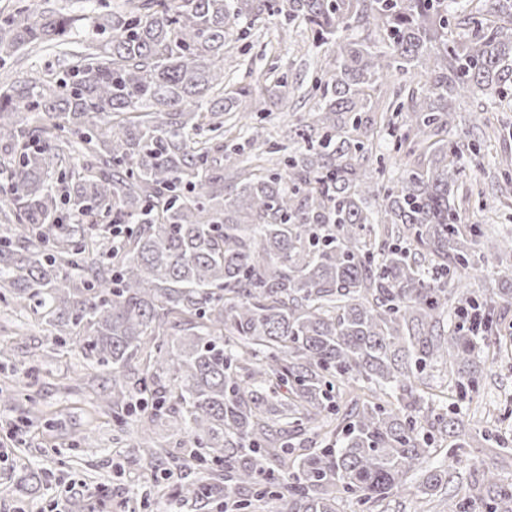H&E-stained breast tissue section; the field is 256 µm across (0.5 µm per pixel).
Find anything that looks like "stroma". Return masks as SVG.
Wrapping results in <instances>:
<instances>
[{
  "instance_id": "35a3bbf8",
  "label": "stroma",
  "mask_w": 512,
  "mask_h": 512,
  "mask_svg": "<svg viewBox=\"0 0 512 512\" xmlns=\"http://www.w3.org/2000/svg\"><path fill=\"white\" fill-rule=\"evenodd\" d=\"M80 47L69 43L63 48L31 51L21 55L10 70L12 78H28L45 72H62L73 62ZM328 45L316 40L309 28L289 22L287 16L256 23L250 33L231 43L224 52V68L231 84L255 86L271 68L287 70L290 81L306 84L320 59L328 56ZM310 104L285 106L268 104L261 116L252 120L271 142H279L288 126L299 115L309 112ZM512 152V138L483 141L480 164H468V185L481 189L483 197H471L461 210L463 223L483 220L484 208L495 209V225L512 228V207L500 206L490 177L498 157ZM15 322L0 313V342L8 350L0 357V387L19 385L24 393L11 411L0 414V438L15 444V456L47 469L46 484L33 498V512H47L52 502L70 503L84 496L89 483L102 484L105 498L114 503L146 489L139 464L128 455V445L116 439L111 415L94 402L91 387L78 378L81 359L77 353L43 361L49 344L42 326L28 323L24 335H14ZM506 356L487 366L481 385L491 415L476 413L468 401L446 394L447 377L432 379L435 405L442 414L462 421L474 433H493L512 443V328L502 327ZM494 464L501 479L512 482V455H500L489 448H471L464 462L448 465L445 448L428 460V467L448 469V489H464L479 476L480 461Z\"/></svg>"
}]
</instances>
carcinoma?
<instances>
[{
	"label": "carcinoma",
	"instance_id": "1",
	"mask_svg": "<svg viewBox=\"0 0 512 512\" xmlns=\"http://www.w3.org/2000/svg\"><path fill=\"white\" fill-rule=\"evenodd\" d=\"M283 12L332 55L285 169L258 130L243 166L224 115L267 111L266 88H229L224 48ZM81 20L92 38L69 72L0 82V304L110 375L100 398L121 432L179 425L177 468L198 476L165 472L172 509L372 512L442 491L445 471L412 479L433 432L454 438L456 464L466 433L429 407L425 378L440 363L457 396L479 397L512 309V236L490 246L497 287L466 285L487 228L461 223L479 148L456 107L512 104V0H125L82 19L20 3L0 19V69L67 44ZM386 137L418 159L396 180L366 168ZM497 183L512 201L511 156ZM356 382L370 398L341 406ZM160 454L147 434L132 446L155 484ZM44 480L23 463L12 492ZM477 500L512 512V483L487 466L443 512ZM419 498H421V496L414 497L408 494L391 495L376 510L385 512H416L420 510Z\"/></svg>",
	"mask_w": 512,
	"mask_h": 512
}]
</instances>
